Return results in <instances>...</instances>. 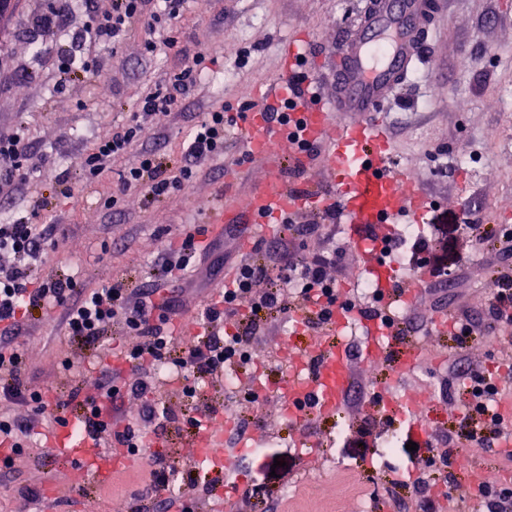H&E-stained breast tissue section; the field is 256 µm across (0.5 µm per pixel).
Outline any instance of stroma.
Segmentation results:
<instances>
[{"mask_svg": "<svg viewBox=\"0 0 512 512\" xmlns=\"http://www.w3.org/2000/svg\"><path fill=\"white\" fill-rule=\"evenodd\" d=\"M359 0H188L181 21V40L202 53L206 79L158 124L147 129L138 147L180 166L190 130L206 112L225 106L239 112L257 102L258 93L283 66L281 49L292 39L306 40L312 52L300 73L325 79L335 63L337 43L351 29ZM48 0H13L0 16V134L23 130L25 149L38 171L34 180L0 192V217L35 215L49 228L53 243L36 271L39 281L78 273L89 287L113 281L134 289L149 287L153 268L164 250L183 234L209 224L224 198H245L263 176L260 161L248 156L247 119L227 134L223 155L197 164L195 179L183 191L161 199L120 189L124 168L135 155L116 162L71 198L57 193L63 162H77L113 127L131 121L136 104L155 84L165 82L182 65L175 54L147 55L144 33L133 27L117 50L98 45L81 52L89 63H101L93 78L62 82L60 51L68 35L89 19L81 11L67 16L63 33L49 36L33 20ZM423 65L406 91L384 115L393 168L419 183L428 205L414 236L400 237L399 256L407 264L397 271L399 284L413 282L415 238L434 244V256L446 270L439 290H418L402 307L400 338L405 343L440 350V359L420 355L411 372L395 373L396 353L383 352L367 363L369 338L343 330L335 346L345 350L351 390L331 414L306 421L279 415V389L289 374L281 361L264 371L255 365L231 369L240 385L261 384V403L236 400L223 382L199 383L195 395L181 381L158 385L155 406L161 412H203L216 406L235 412L249 442L264 444V453L240 455L239 475L250 489L249 502L236 512H422L412 487H395L391 478L418 470L428 452L451 453V478L458 487L451 512H480L469 488L476 474L493 481L512 477V462L468 444L465 416L467 372L489 366H512V328L496 334L489 349L479 337L467 347L455 344L450 327L438 319L465 312L483 313L491 297L496 255L471 240L465 218L512 226V0H436V12L422 44ZM469 60L461 69L460 60ZM120 200L106 209L112 195ZM192 281L183 294L184 308L176 330L196 325L213 284L223 281L199 259L184 272ZM25 358V377L35 390L53 388L67 404L62 416L79 418L72 390L94 392L98 374L114 370L110 346H103L95 369L65 371L64 360L80 363L87 349L68 342L61 310L32 311L12 337ZM428 389L433 395L428 436L411 431L407 420L382 411L376 403L383 388ZM194 434L179 423H165L156 440L158 454L179 461L183 478L169 491V512L193 503L210 512L221 499L207 465L193 462ZM416 450H408V443ZM135 457H127L103 483L85 479L78 461L44 448L29 449L12 465L0 463V512H161L149 499L132 497L138 480ZM41 497L31 503L28 490Z\"/></svg>", "mask_w": 512, "mask_h": 512, "instance_id": "obj_1", "label": "stroma"}]
</instances>
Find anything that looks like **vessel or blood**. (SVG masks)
<instances>
[{"mask_svg": "<svg viewBox=\"0 0 512 512\" xmlns=\"http://www.w3.org/2000/svg\"><path fill=\"white\" fill-rule=\"evenodd\" d=\"M432 0H362L351 34L336 49L338 64L332 74L334 93L329 103L304 95L298 109L306 119L305 136L322 142V175L335 188L343 223L375 227L376 237L357 239L358 255L370 273L384 301L400 305L411 301L414 288H400L395 274L380 258L383 237L390 234L398 218L419 220L426 199L415 181L400 184V175L391 166L390 142L381 117L389 103L405 86L421 61V40L433 15ZM248 145L263 161L265 176L247 194L242 212H231L229 221L247 214L251 223H276L281 213L306 212L314 202L298 193L288 180L284 159L305 165L286 134L272 128L264 111L249 117ZM373 353L399 347L396 358L399 374L409 373L419 355L417 345L398 346L392 329L380 320L365 323ZM309 370L289 375L283 387L288 398L310 401L317 413L335 411L350 387V372L343 350L313 341L305 354ZM382 406L390 412L411 417L408 394L383 390ZM223 418L196 435L194 460L207 461L214 476H222L234 451L207 456L206 451L224 440ZM61 455L79 460L85 476L96 481L107 478L119 459L96 447L79 423L61 427L50 439Z\"/></svg>", "mask_w": 512, "mask_h": 512, "instance_id": "1", "label": "vessel or blood"}]
</instances>
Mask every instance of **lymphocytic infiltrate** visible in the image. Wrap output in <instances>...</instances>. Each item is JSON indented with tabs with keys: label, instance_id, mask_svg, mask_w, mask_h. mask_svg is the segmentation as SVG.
Here are the masks:
<instances>
[{
	"label": "lymphocytic infiltrate",
	"instance_id": "1",
	"mask_svg": "<svg viewBox=\"0 0 512 512\" xmlns=\"http://www.w3.org/2000/svg\"><path fill=\"white\" fill-rule=\"evenodd\" d=\"M187 0H110L107 8L93 11L87 24L74 32L61 54L60 70L64 77H81L91 67L81 60V49L88 42L116 47L134 24H142L147 53L160 51L182 53L180 22ZM202 55L186 58L185 64L168 82L157 85L138 102L130 123L113 129L99 139L84 155L78 169H64L58 177L59 193L70 197L82 185L93 183L117 160L124 158L150 125L172 112L178 103L202 79ZM295 88L291 97L268 106L267 115L277 130L286 132L298 153L307 160H317L321 146L304 136V121L298 116L295 98L302 95ZM233 119L217 108L199 120L192 128L184 162L176 169L162 164L155 153H139L136 163L124 171L122 190L141 189L152 198H162L182 190L195 175L194 164L199 159L224 152V139ZM23 132L0 135V183L26 181L37 170L22 151ZM318 223L301 222L298 216L281 219L288 234L281 237L266 259L240 262L233 280L225 285L220 299L208 305L202 315L203 332L193 344L176 341L173 321L181 302L175 293L157 299L156 288H143L130 293L124 282L116 281L102 288L87 287L83 281L70 277L34 284L33 276L45 254L47 231L38 224L18 218L0 224V396L5 401H20L31 405L30 420L19 421L0 412V446L5 447L4 463H12L23 455L31 443V432L37 420L47 411L60 407L61 399L52 390H30L24 378V359L12 346L9 336L18 327L30 308H63V324L69 338L92 347H99L107 324L114 323L133 335L125 344L123 362L135 375L132 392L153 397L157 369L173 363L181 372L182 381L192 378H221L226 364H245L251 359L250 350L261 324L268 316L296 312L306 306L303 320L309 327L327 324L337 310H352L351 299L341 298L338 281L332 271L342 270L349 261L345 246L328 244L321 252L308 258L297 255V249L308 236H322L326 227L335 223L337 209L329 203L321 210ZM468 234L476 240L493 235V250L500 258L493 277L492 298L487 317L462 315L453 324L457 344L468 343L475 336H492L497 327L512 326V228L497 227L468 221ZM205 228L186 234L169 246L161 257L163 279L178 278L191 260L201 252L200 242ZM359 309V308H356ZM366 319L392 321L389 313L376 307L359 309ZM235 317L239 328L229 334L224 320ZM470 399L468 416L473 422L467 434L469 442L485 450H498L504 433L499 414L491 412L488 402L499 391L496 382L481 371L469 373ZM120 390L111 377L98 383V391L84 395L83 424L96 442L123 455H136L148 447L155 431L152 424L157 416L154 407H146L136 419H117V398Z\"/></svg>",
	"mask_w": 512,
	"mask_h": 512
}]
</instances>
